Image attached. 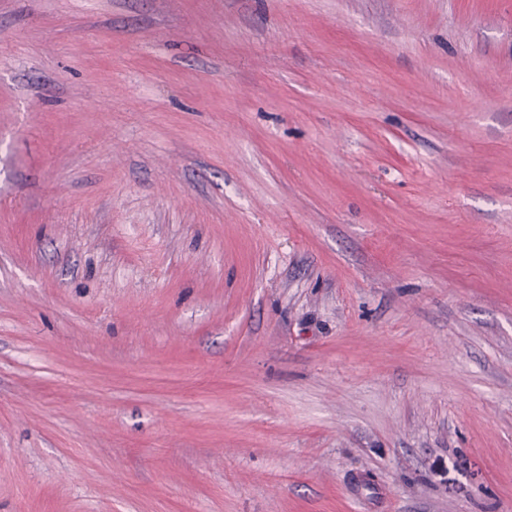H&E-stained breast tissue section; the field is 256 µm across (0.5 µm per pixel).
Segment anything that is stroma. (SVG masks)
<instances>
[{"label": "stroma", "mask_w": 512, "mask_h": 512, "mask_svg": "<svg viewBox=\"0 0 512 512\" xmlns=\"http://www.w3.org/2000/svg\"><path fill=\"white\" fill-rule=\"evenodd\" d=\"M0 512H512V0H0Z\"/></svg>", "instance_id": "1"}]
</instances>
